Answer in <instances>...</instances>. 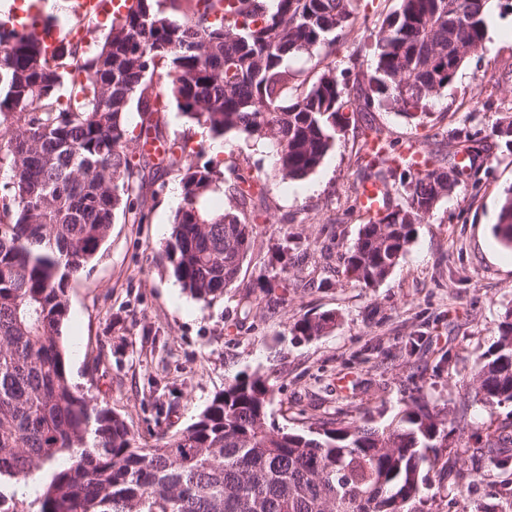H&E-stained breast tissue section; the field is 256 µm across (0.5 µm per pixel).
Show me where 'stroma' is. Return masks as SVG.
Wrapping results in <instances>:
<instances>
[{
    "label": "stroma",
    "mask_w": 512,
    "mask_h": 512,
    "mask_svg": "<svg viewBox=\"0 0 512 512\" xmlns=\"http://www.w3.org/2000/svg\"><path fill=\"white\" fill-rule=\"evenodd\" d=\"M399 0H356L354 22L340 35L333 66L345 73L349 120L321 166L315 189L289 193L267 148L243 134L224 137V159L240 163L270 188L254 216V244L235 284L203 307L182 291L163 257L180 198L175 172L141 174L147 218L116 217L97 258L69 283L63 331L72 385L92 406L121 417L143 442L196 421L215 394L242 372L274 385L269 423L305 431L336 418L381 424L424 391L447 415L466 405L475 431H512V404L488 406L470 385L512 308V249L495 227L512 188V150L497 133L512 121V0H490L500 23L484 53L471 56L436 98L424 123L393 110L363 111L372 71L369 34ZM381 130L396 149L454 151L479 133L495 156L434 210L392 274L365 288L347 281L340 255L367 217L349 211L360 185L361 129ZM288 250V289L264 288ZM251 314H244L246 301ZM338 313L327 334L303 339L293 326L306 315ZM469 487L459 490L458 474ZM427 495L433 512H477L492 503L512 512V467L487 476L474 456L440 454Z\"/></svg>",
    "instance_id": "1"
}]
</instances>
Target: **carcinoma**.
<instances>
[{"mask_svg": "<svg viewBox=\"0 0 512 512\" xmlns=\"http://www.w3.org/2000/svg\"><path fill=\"white\" fill-rule=\"evenodd\" d=\"M99 50L62 38L53 47L0 23V480L28 488L37 512H425L424 471L448 444V418L424 393L382 427L345 419L308 432L268 424L267 375L242 373L198 419L140 442L109 409H92L69 380L62 345L70 280L95 259L117 214L137 210L142 166L180 172L181 201L165 258L182 288L210 304L238 278L253 241L245 207L268 190L234 160L194 161L189 138L170 139L160 115L176 107L213 140L243 133L267 147L284 180L313 173L347 117L345 83L325 63L352 25V0H127ZM489 0H399L374 32L363 108L389 105L423 121L434 98L485 48ZM322 70L298 91L294 57ZM139 116L138 155L128 114ZM477 134L453 154L421 161L384 146L363 156L362 185L378 189L374 215L341 254L344 274L374 287L475 161ZM402 202L388 178L398 168ZM233 175L227 181L224 169ZM224 188L232 205L211 211ZM512 247V190L497 224ZM336 313L305 316V339ZM476 394L512 402V311L496 349L476 363ZM477 451L490 470L512 466V433L488 431Z\"/></svg>", "mask_w": 512, "mask_h": 512, "instance_id": "carcinoma-1", "label": "carcinoma"}]
</instances>
